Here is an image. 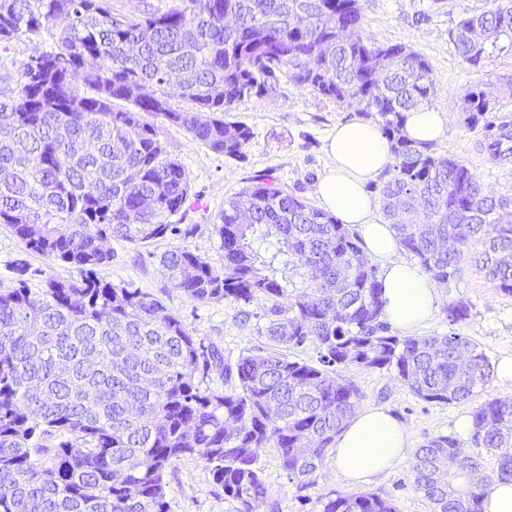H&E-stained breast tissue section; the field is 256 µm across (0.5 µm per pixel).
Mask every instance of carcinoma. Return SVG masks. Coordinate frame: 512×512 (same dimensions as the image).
Wrapping results in <instances>:
<instances>
[{
	"label": "carcinoma",
	"instance_id": "1",
	"mask_svg": "<svg viewBox=\"0 0 512 512\" xmlns=\"http://www.w3.org/2000/svg\"><path fill=\"white\" fill-rule=\"evenodd\" d=\"M362 23L360 0H173L138 16L113 12L111 0H0V43L49 40L39 69L23 63L15 85L0 89V224L80 271L36 291L22 279L0 289V512H169L167 470L186 455L209 466L240 512H258L267 498L260 450L278 449L288 478L312 486L359 407V390L334 367L394 365L432 403L466 401L488 382L487 355L464 336L388 334L379 272L358 237L263 176L226 201L214 225L223 270L185 247L165 252L162 267L194 302L270 304L268 340L311 342L319 364L270 353L225 365L161 301L100 276L110 240L138 245L177 232L172 218L190 196L188 175L145 115L238 155L252 133L224 113L284 74L375 118L393 154L383 215L433 281L455 278L481 237L483 270L511 294L512 212L453 155L403 134L404 113L436 94L431 67L405 45L370 42ZM452 39L474 67L496 48L512 50V0L461 16ZM173 90L192 110L170 105ZM491 110L489 92L465 91L468 124ZM400 208L426 211V223L396 221ZM257 236L276 238L277 253H258ZM446 311L452 325L469 317L462 301ZM213 364L237 391L200 389L196 374ZM511 439L512 399L475 411L473 447ZM457 455L460 476L439 477L437 459ZM413 472L436 512H482L484 486L512 480V459L493 477L439 436L416 450ZM319 504L397 512L372 493L327 494Z\"/></svg>",
	"mask_w": 512,
	"mask_h": 512
}]
</instances>
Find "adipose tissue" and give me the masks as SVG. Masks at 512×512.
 I'll return each instance as SVG.
<instances>
[{
	"label": "adipose tissue",
	"instance_id": "adipose-tissue-1",
	"mask_svg": "<svg viewBox=\"0 0 512 512\" xmlns=\"http://www.w3.org/2000/svg\"><path fill=\"white\" fill-rule=\"evenodd\" d=\"M325 149L332 164L316 185L317 199L341 223L357 228L364 254L378 264L385 320L413 330L434 315L439 294L420 267L400 258L391 226L375 218L377 202L368 184L391 163V143L375 123L356 120L337 125ZM410 453L405 425L388 408L370 405L357 410L337 435L332 465L338 476L364 483L391 471Z\"/></svg>",
	"mask_w": 512,
	"mask_h": 512
}]
</instances>
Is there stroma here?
<instances>
[{"label": "stroma", "mask_w": 512, "mask_h": 512, "mask_svg": "<svg viewBox=\"0 0 512 512\" xmlns=\"http://www.w3.org/2000/svg\"><path fill=\"white\" fill-rule=\"evenodd\" d=\"M361 4L367 38L381 45H406L429 62L437 88L431 105L445 122L444 136L433 144L436 152L455 155L489 194L512 202V50L493 54L482 67L475 68L462 59L451 40L458 18L487 11L490 0H361ZM476 86L492 92L495 108L473 127L461 110V96ZM360 117L356 109L315 95L283 76L269 94L245 99L227 113V120L242 123L252 132L241 156L213 152L193 141L185 129L159 123L168 151L182 163L190 179V198L180 221L182 232L142 245L110 241L112 260L101 274L113 285L137 289L160 300L192 336L218 348L224 363L198 374L201 388L234 392L237 382L225 376L224 364L235 363L245 355L274 351V343L263 334L266 306L257 302L194 303L166 278L161 255L186 247L212 267L223 268L224 252L214 226L225 201L250 186L260 174L269 175L288 193L317 205L316 185L332 163L325 140L336 124ZM482 250L480 241L470 244L460 275L440 286L439 309L417 333H458L479 345L495 362L512 356V294L489 281L476 265ZM51 277L75 280L79 272L28 250L9 226L0 224V288L14 287L20 278L29 287L40 288ZM454 300L466 302L470 316L452 325L446 307ZM336 373L356 385L362 405L389 408L407 426L415 449L437 436L454 434L458 415L470 416L488 401L512 398V383L495 376L468 401L436 404L415 395L392 367L365 370L340 366ZM259 466L268 489L259 512H319L320 498L332 491L342 495L373 493L392 500L399 512H435L431 501L416 488L408 460L388 474L351 484L337 476L326 458L316 484L305 489L289 480L277 448L261 449ZM168 482L169 512H240L239 503L225 495L199 458L174 461Z\"/></svg>", "instance_id": "stroma-1"}]
</instances>
